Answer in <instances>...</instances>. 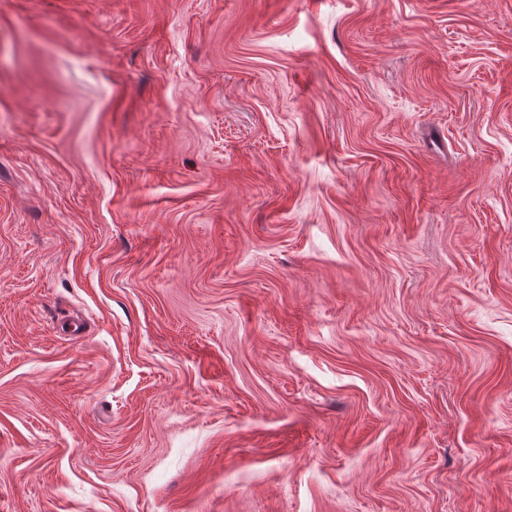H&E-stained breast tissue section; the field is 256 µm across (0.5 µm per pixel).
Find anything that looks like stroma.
<instances>
[{
  "mask_svg": "<svg viewBox=\"0 0 512 512\" xmlns=\"http://www.w3.org/2000/svg\"><path fill=\"white\" fill-rule=\"evenodd\" d=\"M0 512H512V0H0Z\"/></svg>",
  "mask_w": 512,
  "mask_h": 512,
  "instance_id": "35a3bbf8",
  "label": "stroma"
}]
</instances>
